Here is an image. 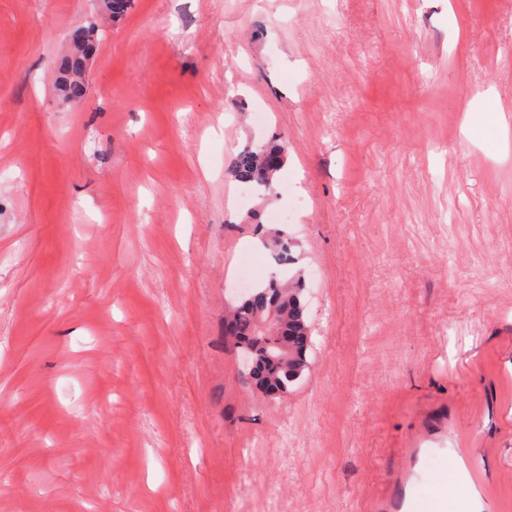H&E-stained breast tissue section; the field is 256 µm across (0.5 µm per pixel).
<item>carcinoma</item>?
<instances>
[{
    "mask_svg": "<svg viewBox=\"0 0 512 512\" xmlns=\"http://www.w3.org/2000/svg\"><path fill=\"white\" fill-rule=\"evenodd\" d=\"M285 161L284 147L273 141L232 156L225 171L239 183L269 188ZM304 292L305 284L299 276L288 284L273 278L232 307L224 320V335L250 364L248 381L252 390L270 400L288 396L311 368V328ZM272 313L278 327L274 335L260 330Z\"/></svg>",
    "mask_w": 512,
    "mask_h": 512,
    "instance_id": "obj_1",
    "label": "carcinoma"
}]
</instances>
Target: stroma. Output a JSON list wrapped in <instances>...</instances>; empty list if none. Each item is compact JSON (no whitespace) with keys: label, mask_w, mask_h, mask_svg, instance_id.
<instances>
[{"label":"stroma","mask_w":512,"mask_h":512,"mask_svg":"<svg viewBox=\"0 0 512 512\" xmlns=\"http://www.w3.org/2000/svg\"><path fill=\"white\" fill-rule=\"evenodd\" d=\"M278 231L313 347L273 402L224 308ZM510 241L512 0H0V512H401L452 466L512 512ZM70 43L74 49L76 58L79 60V65L75 70H70L61 74L63 76L62 79L67 83L70 78L76 77L79 72H86L94 55V51L91 49L89 43L85 41L84 27H81L79 30L71 33ZM285 161L284 147L273 141L232 156L225 166V171L230 179L239 183L269 188Z\"/></svg>","instance_id":"1"}]
</instances>
